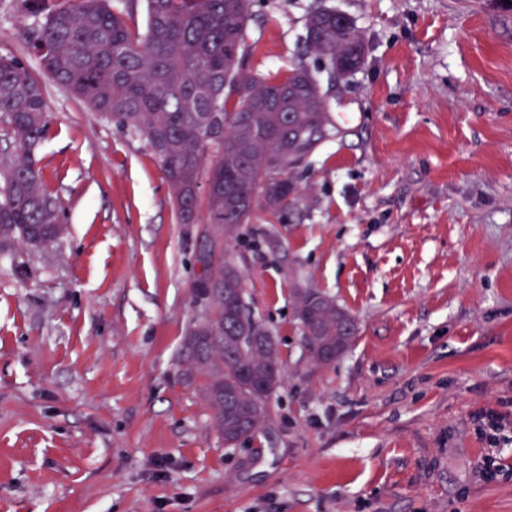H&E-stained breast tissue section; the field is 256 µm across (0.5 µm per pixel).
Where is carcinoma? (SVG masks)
<instances>
[{
  "label": "carcinoma",
  "instance_id": "obj_1",
  "mask_svg": "<svg viewBox=\"0 0 512 512\" xmlns=\"http://www.w3.org/2000/svg\"><path fill=\"white\" fill-rule=\"evenodd\" d=\"M123 2L119 10L112 0H28L42 18L34 49L46 79L148 141L181 223L210 225L203 241L216 253L208 276L219 293L199 290L210 318L188 327L185 349L224 447L235 448L269 417L282 375L269 371L280 363L275 336L249 305L225 309L229 290L246 284L224 240L251 222L258 205L277 212L296 199L293 173L340 130L319 72L303 62L284 75L248 68L252 0H145L142 33L128 23L137 0ZM302 55L331 78L340 63L352 73L363 62L364 38L343 12L318 3ZM0 118L14 143L0 154V246H46L65 227L35 163L48 125L45 87L14 56H0ZM305 291L307 305L294 306L301 327L348 350L353 318L328 293Z\"/></svg>",
  "mask_w": 512,
  "mask_h": 512
}]
</instances>
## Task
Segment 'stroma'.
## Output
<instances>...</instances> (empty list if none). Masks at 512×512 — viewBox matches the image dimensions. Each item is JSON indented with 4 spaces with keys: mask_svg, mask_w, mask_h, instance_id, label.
<instances>
[{
    "mask_svg": "<svg viewBox=\"0 0 512 512\" xmlns=\"http://www.w3.org/2000/svg\"><path fill=\"white\" fill-rule=\"evenodd\" d=\"M311 2L254 0L256 72L298 64ZM324 3L365 61L328 99L340 133L295 172L298 204L228 245L283 373L236 448L186 376L197 225L144 138L46 83L38 160L67 231L0 251V512H512V0ZM38 24L0 0V55L38 70ZM297 279L357 325L330 364Z\"/></svg>",
    "mask_w": 512,
    "mask_h": 512,
    "instance_id": "stroma-1",
    "label": "stroma"
}]
</instances>
